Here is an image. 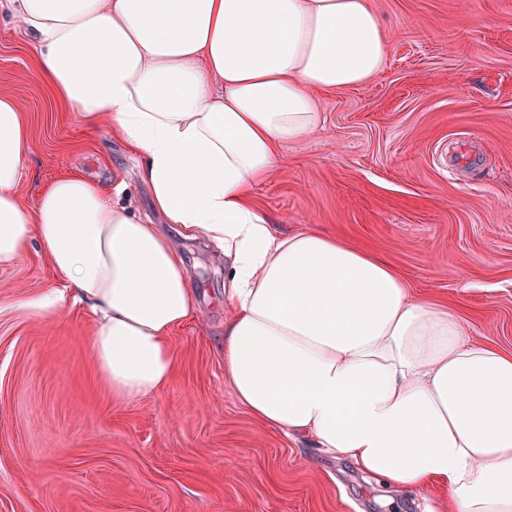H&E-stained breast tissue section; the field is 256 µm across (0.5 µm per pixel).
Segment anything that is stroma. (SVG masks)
<instances>
[{"instance_id":"35a3bbf8","label":"stroma","mask_w":512,"mask_h":512,"mask_svg":"<svg viewBox=\"0 0 512 512\" xmlns=\"http://www.w3.org/2000/svg\"><path fill=\"white\" fill-rule=\"evenodd\" d=\"M388 43L366 83L320 94L322 128L282 150L252 191L282 234L317 230L393 263L447 302L469 338L512 353V0H372ZM35 53L0 8V95L27 124V207L69 172L124 182L123 204L162 224L142 161L87 130L33 77ZM163 230L198 299L154 397H113L94 363L95 315L31 300L62 287L39 245L0 269V512H448L435 483L396 491L307 435L260 426L224 378V252Z\"/></svg>"}]
</instances>
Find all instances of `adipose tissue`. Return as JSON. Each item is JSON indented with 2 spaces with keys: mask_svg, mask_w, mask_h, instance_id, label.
Here are the masks:
<instances>
[{
  "mask_svg": "<svg viewBox=\"0 0 512 512\" xmlns=\"http://www.w3.org/2000/svg\"><path fill=\"white\" fill-rule=\"evenodd\" d=\"M12 2L35 37L36 80L87 129L118 132L168 223L223 248L224 376L250 415L386 486L443 481L452 512H512V354L469 340L386 260L328 234H279L250 200L281 148L321 128L318 93L384 68L370 0ZM30 153L0 97V268L39 244L70 291L32 307L90 303L113 395H158L176 371L172 333L197 309L180 253L81 175L27 208Z\"/></svg>",
  "mask_w": 512,
  "mask_h": 512,
  "instance_id": "adipose-tissue-1",
  "label": "adipose tissue"
}]
</instances>
